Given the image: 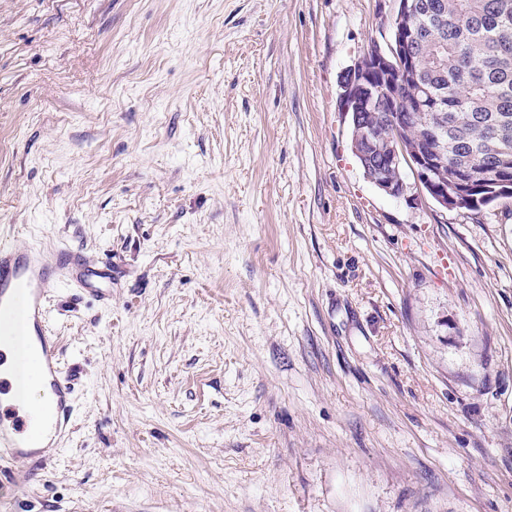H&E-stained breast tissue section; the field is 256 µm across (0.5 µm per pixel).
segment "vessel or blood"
Here are the masks:
<instances>
[{
	"mask_svg": "<svg viewBox=\"0 0 512 512\" xmlns=\"http://www.w3.org/2000/svg\"><path fill=\"white\" fill-rule=\"evenodd\" d=\"M120 272L114 261L66 245L21 247L0 239V335L13 341L11 375L0 376V396L12 397L0 403V480L10 477L11 462L44 460L45 444L65 436L75 411L73 374L50 333V288L62 285L107 305ZM36 383L47 400L33 418L21 408Z\"/></svg>",
	"mask_w": 512,
	"mask_h": 512,
	"instance_id": "b4317fda",
	"label": "vessel or blood"
}]
</instances>
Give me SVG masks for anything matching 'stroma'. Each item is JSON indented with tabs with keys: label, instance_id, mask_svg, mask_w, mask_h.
Returning <instances> with one entry per match:
<instances>
[{
	"label": "stroma",
	"instance_id": "stroma-1",
	"mask_svg": "<svg viewBox=\"0 0 512 512\" xmlns=\"http://www.w3.org/2000/svg\"><path fill=\"white\" fill-rule=\"evenodd\" d=\"M394 0H0V237L51 291L71 429L0 512H512V198L378 190L345 73Z\"/></svg>",
	"mask_w": 512,
	"mask_h": 512
}]
</instances>
